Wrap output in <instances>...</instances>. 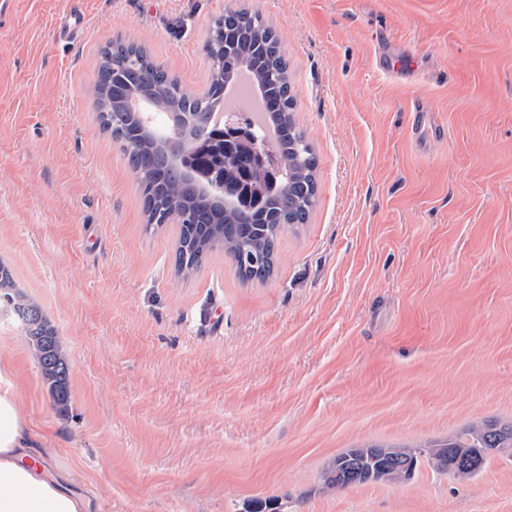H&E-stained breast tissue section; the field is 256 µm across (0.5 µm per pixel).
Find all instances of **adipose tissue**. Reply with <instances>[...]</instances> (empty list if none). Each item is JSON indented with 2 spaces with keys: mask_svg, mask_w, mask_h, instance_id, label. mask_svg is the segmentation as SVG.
<instances>
[{
  "mask_svg": "<svg viewBox=\"0 0 512 512\" xmlns=\"http://www.w3.org/2000/svg\"><path fill=\"white\" fill-rule=\"evenodd\" d=\"M11 374L0 361V512H89V499L73 491L35 448Z\"/></svg>",
  "mask_w": 512,
  "mask_h": 512,
  "instance_id": "adipose-tissue-1",
  "label": "adipose tissue"
}]
</instances>
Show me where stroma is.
<instances>
[{"instance_id":"1","label":"stroma","mask_w":512,"mask_h":512,"mask_svg":"<svg viewBox=\"0 0 512 512\" xmlns=\"http://www.w3.org/2000/svg\"><path fill=\"white\" fill-rule=\"evenodd\" d=\"M260 13L318 154L272 276L175 268L102 130L123 37L187 89L225 9ZM0 0V264L70 362L58 407L13 314L0 360L56 469L105 512H512V458L470 480L324 488L336 455L512 423V0Z\"/></svg>"}]
</instances>
